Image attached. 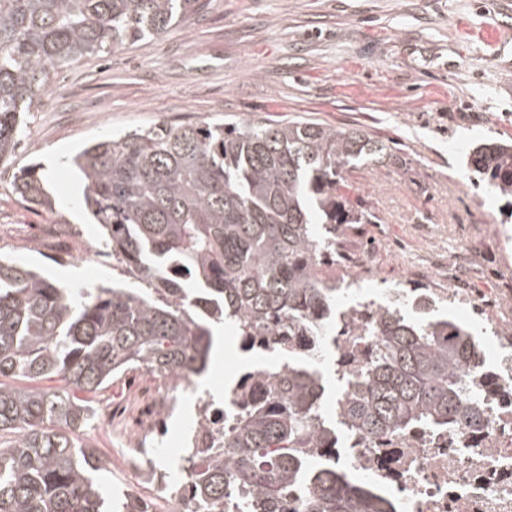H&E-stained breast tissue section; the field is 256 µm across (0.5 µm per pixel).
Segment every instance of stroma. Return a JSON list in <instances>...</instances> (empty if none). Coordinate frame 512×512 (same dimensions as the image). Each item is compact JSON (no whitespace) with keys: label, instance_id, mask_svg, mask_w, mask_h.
I'll return each instance as SVG.
<instances>
[{"label":"stroma","instance_id":"1","mask_svg":"<svg viewBox=\"0 0 512 512\" xmlns=\"http://www.w3.org/2000/svg\"><path fill=\"white\" fill-rule=\"evenodd\" d=\"M512 0H207L161 36L80 60L53 76L27 113L16 155L0 163V255L38 267L63 288L122 280L100 253L84 184L70 162L86 141L162 122L312 120L361 129L390 148L384 163L349 175V193L374 220L346 248L361 292L464 289L473 307L449 309L472 333H512V210L467 163L473 147L512 142ZM35 165L54 205L30 208L13 175ZM241 340L224 331V363L185 393L156 456L172 470L176 438L200 397L242 367ZM140 400H128L127 387ZM154 381L134 371L92 403L80 442L106 452L129 434Z\"/></svg>","mask_w":512,"mask_h":512}]
</instances>
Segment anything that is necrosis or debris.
Returning a JSON list of instances; mask_svg holds the SVG:
<instances>
[{
    "instance_id": "4bbe7bcc",
    "label": "necrosis or debris",
    "mask_w": 512,
    "mask_h": 512,
    "mask_svg": "<svg viewBox=\"0 0 512 512\" xmlns=\"http://www.w3.org/2000/svg\"><path fill=\"white\" fill-rule=\"evenodd\" d=\"M481 363L490 381L481 430L458 425L383 441L351 435L326 452V459L386 491L397 512H512V336L484 337ZM190 386L184 375L157 378L145 414L116 455L132 489L152 485L165 512H187L192 474L184 455H177L181 480L173 482L157 470L152 456L163 443L161 427L177 406L176 391Z\"/></svg>"
}]
</instances>
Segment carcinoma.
Listing matches in <instances>:
<instances>
[{"label": "carcinoma", "mask_w": 512, "mask_h": 512, "mask_svg": "<svg viewBox=\"0 0 512 512\" xmlns=\"http://www.w3.org/2000/svg\"><path fill=\"white\" fill-rule=\"evenodd\" d=\"M204 5L0 0V163L14 155L21 115L39 104L51 74L160 36ZM387 155L360 130L309 122L159 123L88 142L72 159L84 203L100 249L136 286L61 288L0 258V512H105L96 473L109 461L75 438L92 396L129 371L203 373L212 322L232 327L244 348L260 338L288 361L243 374L224 446L196 424L188 490L196 512H226V503L235 512H396L365 482L329 466L307 470L306 449L329 447L338 429L375 441L479 428L473 335L449 318L363 306L355 335L377 341L368 365L340 370L349 392L336 427L324 419L318 362L294 357L308 328L336 335L347 294L336 258L355 225L368 223L346 174ZM468 165L512 199V145L480 144ZM13 187L25 204L52 207L36 167L16 173ZM301 485L309 496L285 508Z\"/></svg>", "instance_id": "obj_1"}]
</instances>
